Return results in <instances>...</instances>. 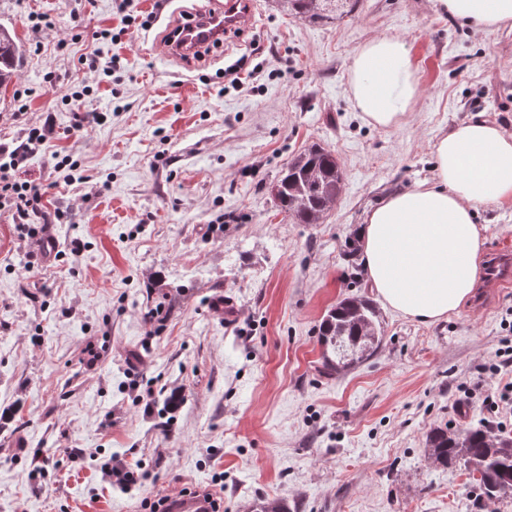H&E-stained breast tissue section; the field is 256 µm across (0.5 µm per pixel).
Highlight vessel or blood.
Returning a JSON list of instances; mask_svg holds the SVG:
<instances>
[{
  "label": "vessel or blood",
  "instance_id": "obj_1",
  "mask_svg": "<svg viewBox=\"0 0 512 512\" xmlns=\"http://www.w3.org/2000/svg\"><path fill=\"white\" fill-rule=\"evenodd\" d=\"M257 0H207L194 18L174 26L163 44L171 57L189 61L208 48L222 44L226 35L248 28L256 15ZM512 285V250L497 247L488 255L487 272L481 284L492 293ZM218 499L205 488L167 499L169 512H215Z\"/></svg>",
  "mask_w": 512,
  "mask_h": 512
}]
</instances>
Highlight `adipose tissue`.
<instances>
[{
    "instance_id": "1",
    "label": "adipose tissue",
    "mask_w": 512,
    "mask_h": 512,
    "mask_svg": "<svg viewBox=\"0 0 512 512\" xmlns=\"http://www.w3.org/2000/svg\"><path fill=\"white\" fill-rule=\"evenodd\" d=\"M478 31L512 24V0H435ZM348 90L373 126L395 125L419 94L411 53L395 37L365 42L348 68ZM433 185L390 196L359 231L364 266L391 308L429 323L472 294L482 240L480 206L512 199V138L483 121L457 125L434 145Z\"/></svg>"
}]
</instances>
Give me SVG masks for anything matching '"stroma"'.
I'll use <instances>...</instances> for the list:
<instances>
[{
    "label": "stroma",
    "instance_id": "stroma-1",
    "mask_svg": "<svg viewBox=\"0 0 512 512\" xmlns=\"http://www.w3.org/2000/svg\"><path fill=\"white\" fill-rule=\"evenodd\" d=\"M120 2L0 0L23 42L0 145L52 122L25 177L63 213L45 263L0 210V512H143V498L198 486L224 512L263 498L290 512H512V496L487 498L464 465L425 453L430 427L495 423L484 400L512 381V287L422 323L352 284L343 256L369 211L434 183L440 136L470 120L512 136V26L477 32L433 0H356L323 20L257 0L242 36L188 65L161 48L176 0ZM107 28L117 40L96 38ZM382 36L407 43L422 89L388 129L348 90L354 52ZM88 52L119 58L111 78L82 68ZM241 58L234 88L224 70ZM81 82L95 96L64 104ZM79 110L107 119L78 131ZM314 144L343 187L321 223L301 224L269 186ZM56 151L83 181L65 183ZM475 222L484 247L512 240V200ZM347 296L374 300L382 345L327 376L318 327ZM36 449L49 463L33 480ZM108 460L136 473L131 491L102 479Z\"/></svg>",
    "mask_w": 512,
    "mask_h": 512
}]
</instances>
